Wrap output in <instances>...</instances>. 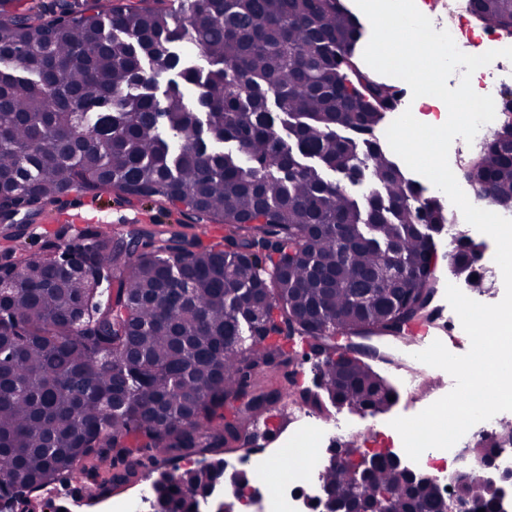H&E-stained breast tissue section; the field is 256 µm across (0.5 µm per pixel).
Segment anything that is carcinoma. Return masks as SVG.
I'll use <instances>...</instances> for the list:
<instances>
[{"label":"carcinoma","instance_id":"carcinoma-1","mask_svg":"<svg viewBox=\"0 0 512 512\" xmlns=\"http://www.w3.org/2000/svg\"><path fill=\"white\" fill-rule=\"evenodd\" d=\"M469 6L488 29L512 20V0ZM364 35L341 0L74 2L44 23L0 0V214L116 189L224 224L222 249L92 228L62 245L76 269L31 252L4 271L0 474L16 494L85 478L107 491L190 451L224 465L229 444H247L290 397L301 355L286 339L324 355L310 409L390 406L378 356L352 358L333 336L407 341L435 320L447 217L374 135L397 87L359 65ZM148 64L199 88L196 102L173 79L159 101ZM503 133L466 174L510 211ZM366 181L359 201L348 187ZM478 253L460 238L448 261L481 284ZM502 443L470 454L491 461ZM320 480L351 512H444L435 487L386 458L359 485L328 466ZM211 486L201 467L153 480L152 499L197 512Z\"/></svg>","mask_w":512,"mask_h":512}]
</instances>
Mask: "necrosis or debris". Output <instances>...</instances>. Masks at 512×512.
<instances>
[{
	"instance_id": "necrosis-or-debris-1",
	"label": "necrosis or debris",
	"mask_w": 512,
	"mask_h": 512,
	"mask_svg": "<svg viewBox=\"0 0 512 512\" xmlns=\"http://www.w3.org/2000/svg\"><path fill=\"white\" fill-rule=\"evenodd\" d=\"M511 430L503 415H495L472 426L460 444L451 449L426 450L417 466L435 477L439 493L458 489V457L463 445L490 433L503 437ZM339 433L336 422L308 412L289 432L284 446L226 457L225 474L245 480L241 487L224 489L226 501L235 510L245 498L252 512H306L311 500L321 492L320 474L327 464L325 446L334 442Z\"/></svg>"
}]
</instances>
